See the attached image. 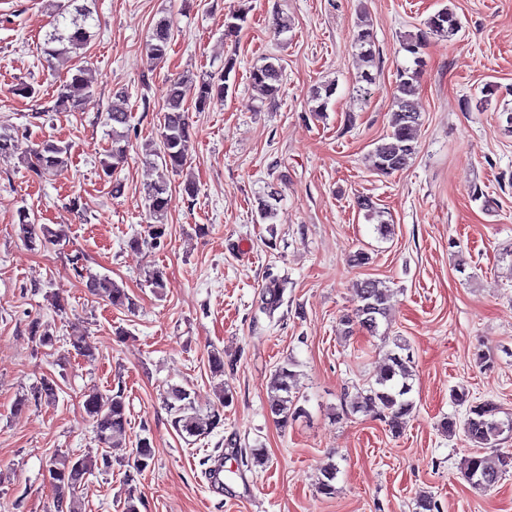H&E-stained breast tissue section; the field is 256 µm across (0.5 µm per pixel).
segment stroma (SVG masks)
Instances as JSON below:
<instances>
[{"instance_id":"1","label":"stroma","mask_w":512,"mask_h":512,"mask_svg":"<svg viewBox=\"0 0 512 512\" xmlns=\"http://www.w3.org/2000/svg\"><path fill=\"white\" fill-rule=\"evenodd\" d=\"M98 16L81 52L94 93L78 112L51 106L65 71H50L46 32L56 0H0V126L21 146L46 137L68 142L67 169L38 177L19 159L0 160V512H50L51 459L103 452L82 407L92 389L123 392L130 424L112 466L90 476L83 512H416L432 495L440 512H512V471L491 489L473 487L463 462L473 447L450 436L444 418L464 420L467 403H496L512 418V0H87ZM456 34L429 36L414 103L422 115L409 165L383 175L372 163L390 131L401 48L442 9ZM246 10L237 33L224 21ZM291 28L275 35L274 15ZM173 22L165 62L145 46L160 17ZM373 34V84L354 48L360 21ZM237 60L224 73L227 57ZM274 58L283 72L275 102L249 80ZM191 72L226 75L223 103L190 111L195 132L189 170L195 197L176 196L159 244L131 251L149 222L145 188L157 177L159 114L170 79ZM35 96L15 95L20 82ZM334 84L326 111L312 91ZM130 96L131 143L113 196L100 162L112 143L105 113L113 90ZM274 187L277 215L264 224L256 198ZM368 197L391 225L381 237L357 206ZM79 213H71L69 200ZM60 224V245H27L17 212ZM365 251L368 263L351 257ZM82 254L83 269L70 258ZM163 270L155 296L146 282ZM287 278L274 317L258 309L266 274ZM123 282L136 303L117 311L90 295L88 276ZM390 291L387 337L347 336L339 318L352 309L360 281ZM63 298L58 313L53 296ZM40 321L54 334L41 346ZM82 324L95 353L72 350L71 323ZM413 356L415 409L400 433L343 406L373 382L392 346ZM224 354L214 377L211 351ZM295 363L304 414L280 427L267 407L271 376ZM58 383L55 403L14 410L41 378ZM190 390L199 413L216 407V386L232 396L223 423L184 439L163 404L169 386ZM149 439L153 458L137 469L132 454ZM258 448L265 464L242 466L239 450ZM336 463V492L318 491L321 470ZM223 467V482L209 472Z\"/></svg>"}]
</instances>
